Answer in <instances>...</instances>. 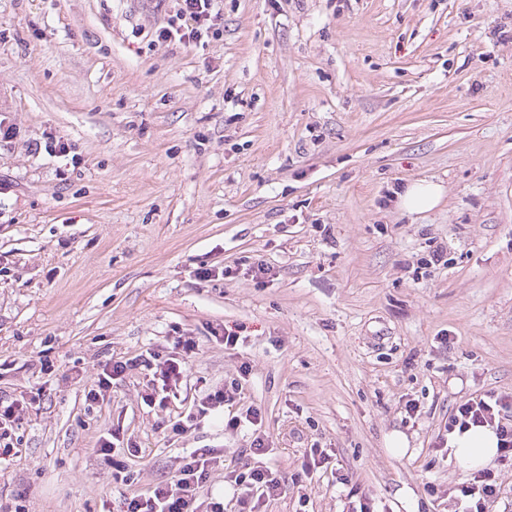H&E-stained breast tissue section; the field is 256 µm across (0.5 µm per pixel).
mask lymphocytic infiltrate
I'll list each match as a JSON object with an SVG mask.
<instances>
[{"label":"lymphocytic infiltrate","instance_id":"f902f5d3","mask_svg":"<svg viewBox=\"0 0 512 512\" xmlns=\"http://www.w3.org/2000/svg\"><path fill=\"white\" fill-rule=\"evenodd\" d=\"M222 17L213 11V0H180L175 16L158 28L154 39L158 42H177L183 45L200 44L204 38L221 33ZM179 356L157 361L155 353L145 352L132 358L107 363L98 380L87 394L89 401L105 399L115 381L141 367L151 371L149 391L145 402L165 403L170 390L176 389L187 376V361L197 344L193 337L178 340ZM242 386L230 383L224 389L203 397L196 412L178 415L169 428L180 435L195 429L202 418L211 413L228 410L224 421L227 430L235 431L251 426L250 461L241 467L225 468L224 451L220 448H197L183 456L177 474L168 482H161L144 494L125 497V512H224L223 500L208 496L205 491L212 474L223 471L224 481L233 490L238 512H263L264 506L284 493V483L277 472L267 465L265 458L271 450L262 429L263 417L258 409H247L245 415L231 414L230 409L241 398ZM472 425H487L495 429L499 440L501 463L512 464V395L493 391L477 394L457 405L448 418V433L467 429ZM501 485L496 472L482 469L474 473L467 484L449 488L448 494L461 512H490L498 499Z\"/></svg>","mask_w":512,"mask_h":512}]
</instances>
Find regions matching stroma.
<instances>
[{
  "label": "stroma",
  "mask_w": 512,
  "mask_h": 512,
  "mask_svg": "<svg viewBox=\"0 0 512 512\" xmlns=\"http://www.w3.org/2000/svg\"><path fill=\"white\" fill-rule=\"evenodd\" d=\"M178 8L0 0V396L29 404L0 502L121 512L185 449L237 460L250 430L164 422L238 378L286 485L265 512H454L435 493L472 473L437 437L512 395V0H215L219 37L149 45ZM420 181L442 198L406 214ZM182 334L166 407L141 369L86 401L106 363ZM314 446L331 467L301 474ZM443 189L433 182H416L409 185L401 197V207L409 213H423L434 208L441 199Z\"/></svg>",
  "instance_id": "35a3bbf8"
}]
</instances>
